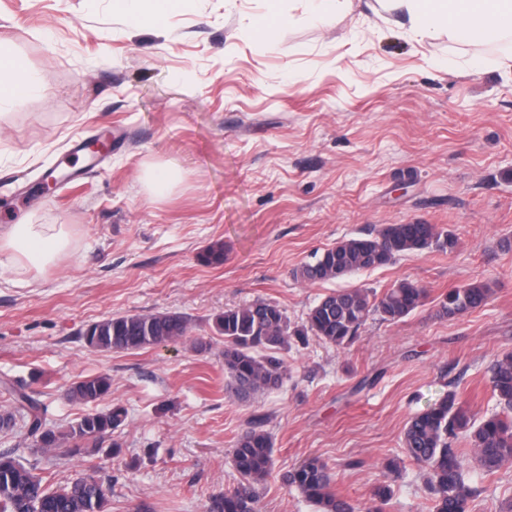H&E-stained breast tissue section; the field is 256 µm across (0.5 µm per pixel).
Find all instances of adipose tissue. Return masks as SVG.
Wrapping results in <instances>:
<instances>
[{"label":"adipose tissue","instance_id":"1","mask_svg":"<svg viewBox=\"0 0 512 512\" xmlns=\"http://www.w3.org/2000/svg\"><path fill=\"white\" fill-rule=\"evenodd\" d=\"M387 12L406 16L420 37L447 32L463 42L494 43L512 37V0H377ZM182 0H113V10L141 26H156ZM25 62L0 52V106L43 91ZM70 252V230L64 224H10L0 230V253L18 273L52 264Z\"/></svg>","mask_w":512,"mask_h":512}]
</instances>
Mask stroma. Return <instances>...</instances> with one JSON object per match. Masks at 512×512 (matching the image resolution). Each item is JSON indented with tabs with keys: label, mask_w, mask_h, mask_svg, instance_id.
<instances>
[{
	"label": "stroma",
	"mask_w": 512,
	"mask_h": 512,
	"mask_svg": "<svg viewBox=\"0 0 512 512\" xmlns=\"http://www.w3.org/2000/svg\"><path fill=\"white\" fill-rule=\"evenodd\" d=\"M308 0H183L156 27L110 0H0V47L22 56L44 94L0 108V225H70L72 257L19 278L0 265V378L33 382L48 421L84 414L66 391L105 374V406L126 409L110 453L43 459L55 483L95 474L107 512H205L239 481L231 451L266 416L273 466L260 512H316L284 477L317 456L332 489L366 512H428L405 458L408 419L448 391L491 414L488 367L512 351V50L421 40L351 0L327 23ZM288 17L274 42L255 23ZM111 133L98 166L75 139ZM170 164L161 196L145 174ZM72 174L45 194L48 172ZM384 224H434L450 251L308 284L314 253ZM224 246V262L201 254ZM401 280L428 298L402 322L371 316L345 348L317 338L279 350V389L238 398L224 374V309L258 299L291 323L339 288L375 295ZM488 284V303L455 319L439 296ZM185 316L183 339L131 352L90 350L109 316ZM471 512L512 499V469L472 474Z\"/></svg>",
	"instance_id": "stroma-1"
}]
</instances>
